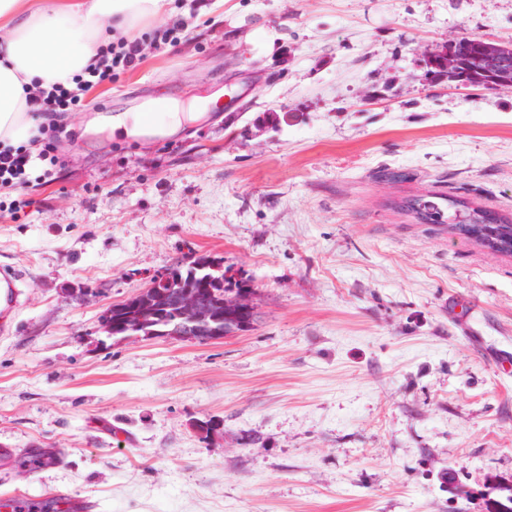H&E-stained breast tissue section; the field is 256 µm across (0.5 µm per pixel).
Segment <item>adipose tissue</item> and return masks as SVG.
I'll return each instance as SVG.
<instances>
[{"instance_id": "obj_1", "label": "adipose tissue", "mask_w": 512, "mask_h": 512, "mask_svg": "<svg viewBox=\"0 0 512 512\" xmlns=\"http://www.w3.org/2000/svg\"><path fill=\"white\" fill-rule=\"evenodd\" d=\"M166 7V0H0V148L30 136L27 89L81 73L107 31L128 34Z\"/></svg>"}]
</instances>
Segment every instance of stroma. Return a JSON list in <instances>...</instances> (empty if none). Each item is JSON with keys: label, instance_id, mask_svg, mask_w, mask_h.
<instances>
[{"label": "stroma", "instance_id": "stroma-1", "mask_svg": "<svg viewBox=\"0 0 512 512\" xmlns=\"http://www.w3.org/2000/svg\"><path fill=\"white\" fill-rule=\"evenodd\" d=\"M199 0L83 109L40 117L49 180L0 190V495L98 512H485L512 482V256L404 202L512 219V88L428 74L448 39L512 42V0ZM222 93L219 109L198 98ZM168 97L172 134L96 118ZM29 200L16 217L3 209ZM252 279L251 330L102 338L101 313L188 251ZM214 420L204 434L196 422ZM198 0H186L184 6L188 7L189 16L186 19L177 20L171 27H167L164 30H155L151 45L154 50H169L174 51L181 42L180 34L187 26L186 21L189 19H195L198 15ZM22 277L20 273L7 266H0V331H6L7 321L12 310L19 305ZM48 498L58 503L66 512H94L97 509L96 502L90 498L77 497L63 490H55Z\"/></svg>", "mask_w": 512, "mask_h": 512}]
</instances>
